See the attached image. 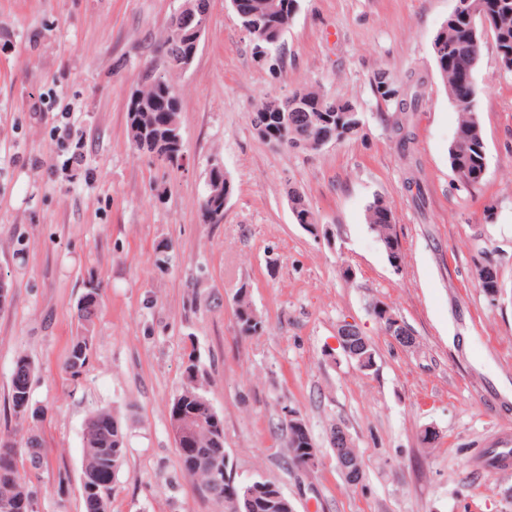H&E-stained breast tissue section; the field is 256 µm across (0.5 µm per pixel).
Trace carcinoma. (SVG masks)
<instances>
[{"instance_id": "obj_1", "label": "carcinoma", "mask_w": 512, "mask_h": 512, "mask_svg": "<svg viewBox=\"0 0 512 512\" xmlns=\"http://www.w3.org/2000/svg\"><path fill=\"white\" fill-rule=\"evenodd\" d=\"M259 17L272 31V37L262 50L252 48L254 58L275 71L282 62V39L293 19L292 13L298 0H253ZM485 22L494 39L502 68L512 72V0H469V6L451 15L441 26L433 41L436 61L461 58L470 52L472 37H481L479 22ZM193 25L169 24L163 36L166 60L173 62L193 49ZM376 91L395 103L404 120L394 127L396 144L400 153L410 158L413 154V135L410 131V113L417 111L424 95V81L409 84L405 89L384 86L381 75L375 77ZM292 100L300 102L299 108L288 112V118H277L272 108L276 99L266 100L252 117H264L266 140L274 146H290L302 137L318 141L324 137L338 142L346 137L345 113L354 111L347 101H336L317 90L296 91ZM183 100L172 91L170 80H150L132 89L128 105V134L137 150L150 155L161 151L166 144V134L179 125V112ZM458 130L464 137L451 144L448 157L451 168L461 181L476 185L478 181L468 174L486 167V154L482 127L479 120L477 99L466 106L457 107ZM232 194V183L222 167H211L206 193L199 204L202 222L219 224L224 219V205ZM385 200L376 195L366 206V221L384 247L395 236L393 226L379 224L374 216ZM100 302L99 288L86 289L78 305L80 331L73 339L63 362L72 375L82 373L93 344L90 326ZM235 317L244 335L258 334L265 329V322L250 299L247 288H240ZM35 366L28 357H17L11 379V404L13 415L23 421H36L41 410L31 401V380ZM183 387L174 399L169 417L171 427L187 430L185 447L180 454L185 476L193 483L201 499L214 505L218 512H279L266 505L267 499L259 497L253 508L246 510L244 496L256 486L271 488L282 493L278 485L268 480L252 478L242 480L234 472L223 471L224 418L211 405L207 396V378L195 357L191 356L183 372ZM315 448L310 433H297L287 427V452L290 462L297 466L311 455ZM44 450L36 434L29 430L21 439L0 436V505L9 506V512H30L33 494L24 461L36 467ZM126 455L125 433L122 418L110 407L94 410L86 423L82 460V501L84 512H110V485L113 475L122 466Z\"/></svg>"}]
</instances>
